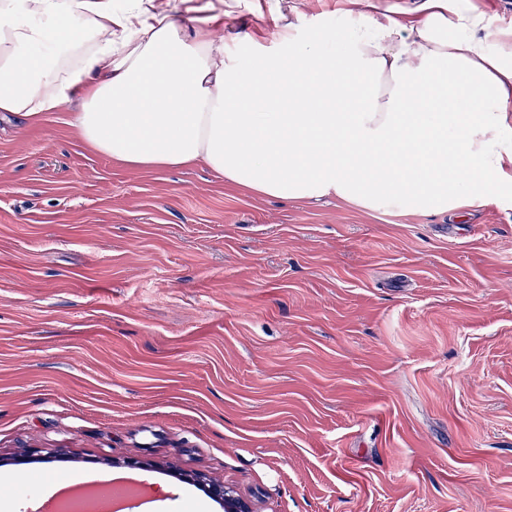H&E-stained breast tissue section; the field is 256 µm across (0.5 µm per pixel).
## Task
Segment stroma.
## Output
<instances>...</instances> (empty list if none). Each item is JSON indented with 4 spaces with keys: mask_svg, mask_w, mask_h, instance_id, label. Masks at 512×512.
<instances>
[{
    "mask_svg": "<svg viewBox=\"0 0 512 512\" xmlns=\"http://www.w3.org/2000/svg\"><path fill=\"white\" fill-rule=\"evenodd\" d=\"M299 30L356 0H292ZM280 0H173L264 43ZM0 120V481L143 463L131 512H512V198H261ZM38 451L50 463H21ZM209 495L223 503L225 512H252L248 503L236 496L223 482L213 481L207 484Z\"/></svg>",
    "mask_w": 512,
    "mask_h": 512,
    "instance_id": "35a3bbf8",
    "label": "stroma"
}]
</instances>
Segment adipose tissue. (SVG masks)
Returning <instances> with one entry per match:
<instances>
[{
	"instance_id": "1",
	"label": "adipose tissue",
	"mask_w": 512,
	"mask_h": 512,
	"mask_svg": "<svg viewBox=\"0 0 512 512\" xmlns=\"http://www.w3.org/2000/svg\"><path fill=\"white\" fill-rule=\"evenodd\" d=\"M273 46L113 0H0V112L72 99L82 143L130 169L205 165L257 196L465 217L512 196V26L473 0L349 14Z\"/></svg>"
}]
</instances>
